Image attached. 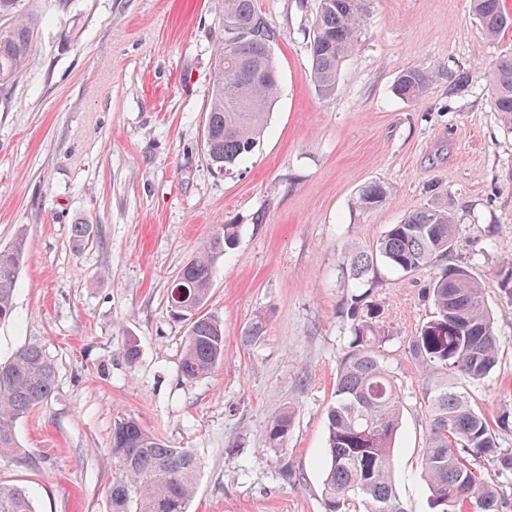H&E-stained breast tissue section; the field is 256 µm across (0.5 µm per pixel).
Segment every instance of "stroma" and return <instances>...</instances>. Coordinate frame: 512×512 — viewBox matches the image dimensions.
<instances>
[{
	"label": "stroma",
	"instance_id": "obj_1",
	"mask_svg": "<svg viewBox=\"0 0 512 512\" xmlns=\"http://www.w3.org/2000/svg\"><path fill=\"white\" fill-rule=\"evenodd\" d=\"M256 8L275 35L279 93L255 151L219 174L203 132L224 0H35L28 64L0 86V248L27 241L0 360L41 344L56 388L17 421L23 455L0 457V483L28 489L37 512H110L123 418L200 459L190 512H325L326 415L351 336L343 257L424 207L453 215L447 262L477 274L496 319L499 362L466 390L489 418L512 411V294L499 276L512 261V125L487 79L512 55V28L485 38L471 0H371L324 97L308 77L318 0ZM410 68L425 77L416 99L395 91ZM373 182L388 198L361 210ZM78 221L96 236L77 253ZM224 224L239 240L207 306L224 322V358L188 382L167 288ZM436 272L382 263L372 290L403 398L393 478L405 512H431L425 376L408 342L434 313ZM259 318L263 335L243 345ZM287 407L275 448L267 425ZM293 412L288 410L269 421L267 426L268 441L273 446H282L288 438L292 426Z\"/></svg>",
	"mask_w": 512,
	"mask_h": 512
}]
</instances>
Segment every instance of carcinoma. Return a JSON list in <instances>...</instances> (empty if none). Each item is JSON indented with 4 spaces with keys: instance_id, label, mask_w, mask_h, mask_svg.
Listing matches in <instances>:
<instances>
[{
    "instance_id": "cac0c4a2",
    "label": "carcinoma",
    "mask_w": 512,
    "mask_h": 512,
    "mask_svg": "<svg viewBox=\"0 0 512 512\" xmlns=\"http://www.w3.org/2000/svg\"><path fill=\"white\" fill-rule=\"evenodd\" d=\"M34 0H0V85L26 67L38 17ZM473 12L488 38L512 24L503 0H472ZM369 0H319L310 44V80L319 93L336 86L339 66L357 46ZM274 39L255 0H224V22L215 50L211 100L204 142L212 167L229 171L254 150L267 124L279 88L270 44ZM493 105L512 124V55L501 58L488 73ZM404 98L423 91L419 72L408 70L396 83ZM387 198L386 187L374 183L358 195L360 208L371 210ZM94 238V225H71L76 252ZM456 225L451 214L437 208L409 212L391 224L369 250L345 257L342 272L358 292L344 302L352 339L336 375L334 402L327 412V464L322 495L326 512H405L392 483L395 439L402 421V396L383 365V336L378 310L368 301L378 261L405 273L419 271L448 257ZM238 239V225L225 224L203 250L177 274L181 298L167 302L174 319L186 323L181 377L192 382L209 374L224 359V324L206 311L218 257ZM26 241L18 237L0 250V322L14 313L17 277L24 263ZM435 312L411 337L409 351L429 375L426 381V445L421 457L423 477L433 512H502L504 499L484 481L473 461L493 458L500 477L512 478V449L501 437L512 434V412L490 420L476 408L465 388L487 377L498 362V340L480 279L468 268H441L429 287ZM55 366L39 344H29L0 362V456L22 454L15 424L46 402L54 392ZM293 412L269 421L268 441L281 446L288 438ZM116 476L108 489L111 512H189L200 462L186 448H170L133 418L112 429ZM0 512H36L27 491L0 483Z\"/></svg>"
}]
</instances>
